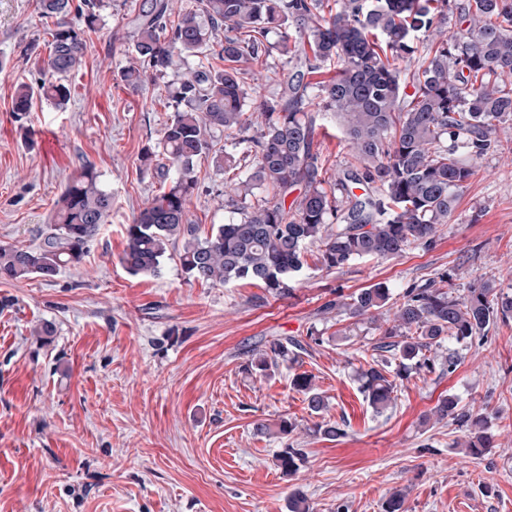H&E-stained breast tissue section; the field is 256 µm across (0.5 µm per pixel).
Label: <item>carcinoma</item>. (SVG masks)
<instances>
[{"instance_id":"carcinoma-1","label":"carcinoma","mask_w":512,"mask_h":512,"mask_svg":"<svg viewBox=\"0 0 512 512\" xmlns=\"http://www.w3.org/2000/svg\"><path fill=\"white\" fill-rule=\"evenodd\" d=\"M172 2L139 4L136 63L119 73L132 89L147 77L175 73L165 85L174 113L161 138L141 154L161 191L126 225L121 263L132 275H158L168 246L180 241L179 261L188 276L221 285L260 282L282 296L309 247H317L322 267L330 271L428 246L455 212L473 174L472 161L502 146L498 127L512 121V0H336L328 13L324 0H192L179 7L177 23L169 26ZM68 6L69 0H40L45 17ZM452 16L460 25L453 32ZM225 24L236 35L224 38L217 52L224 68L214 69L203 58L212 51L213 30ZM419 35L428 41L427 52L412 71ZM47 47L39 90L63 107L70 98L65 80L81 64L86 45L80 32L58 22ZM272 49L285 57L302 53L306 73H297L281 93L254 103L248 113L237 64ZM331 63L334 79L305 80V74H318ZM33 96L31 86H18L17 119L31 112ZM310 97L336 114L357 169L330 174L319 163L316 119L304 110ZM253 127L257 132L250 136ZM218 132L237 139L238 156L213 153ZM210 154L217 171L240 170L224 179V195L242 206L238 220L202 238L188 203L197 187L195 163ZM355 184L368 191L355 195ZM255 189L265 196L247 202ZM111 209L112 193L93 169H85L65 186L54 224L38 247L0 246V280L51 278L62 267L77 266ZM390 296V288L378 283L328 309L376 321ZM511 320L512 296L488 283L456 298L430 282L405 290L379 348L398 356L405 370L421 368L432 347L446 340L461 344ZM294 346L286 337L266 339L245 369L265 371L286 362ZM360 378L375 411L393 403L394 386L382 370L371 365ZM292 383L308 395L311 411L325 408L311 374H296ZM432 415L469 426V454L482 456L494 447L487 418L460 407L458 396L439 400ZM291 429L286 418L254 426L265 436H286ZM303 460L299 448L287 446L276 455L286 475Z\"/></svg>"}]
</instances>
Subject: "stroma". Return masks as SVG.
<instances>
[{
  "instance_id": "obj_1",
  "label": "stroma",
  "mask_w": 512,
  "mask_h": 512,
  "mask_svg": "<svg viewBox=\"0 0 512 512\" xmlns=\"http://www.w3.org/2000/svg\"><path fill=\"white\" fill-rule=\"evenodd\" d=\"M135 3L104 0L90 30L84 0H70L58 20L42 16L39 0H0V244L38 246L65 185L85 168L112 193L80 267L0 281V512H289L295 490L310 512H382L398 489L406 512H512V324L432 349V369L404 373L378 350L377 323L326 309L380 282L394 307L405 289L443 275L458 297L484 281L512 294V151L474 161L430 246L332 271L309 248L284 296L258 282L196 281L175 258L159 275H130L120 262L125 226L160 189L140 154L173 114L164 80L132 91L119 79ZM60 21L86 41L70 100L59 110L35 95L27 119L16 120V87L41 78L26 48ZM241 68L254 101L276 96L301 64L273 52ZM307 109L318 116L324 169L350 165L334 114L314 102ZM195 174L189 217L206 234L235 213L211 158L198 159ZM46 321L55 333L43 344L36 331ZM274 336L301 343L294 361L244 372L259 341ZM451 352L459 364L450 373ZM371 364L396 384L380 413L360 390ZM301 372L326 400L319 413L292 384ZM449 394L488 416L494 446L483 457L467 454L455 421L432 417ZM284 417L295 425L287 438L255 434L256 422ZM318 423L341 436L316 434ZM287 444L305 454L289 476L275 461Z\"/></svg>"
}]
</instances>
